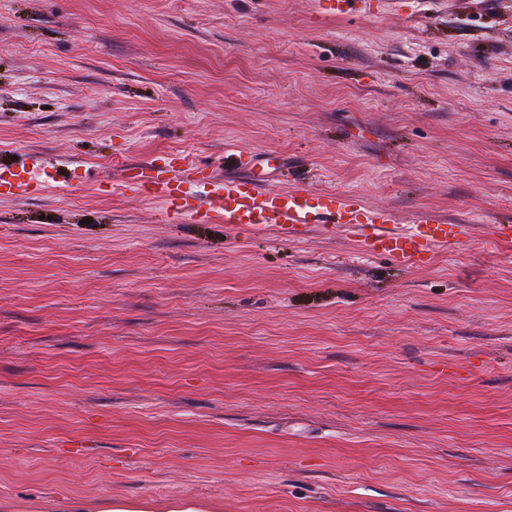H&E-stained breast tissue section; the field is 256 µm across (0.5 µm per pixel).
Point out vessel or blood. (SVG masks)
<instances>
[{
	"instance_id": "1",
	"label": "vessel or blood",
	"mask_w": 512,
	"mask_h": 512,
	"mask_svg": "<svg viewBox=\"0 0 512 512\" xmlns=\"http://www.w3.org/2000/svg\"><path fill=\"white\" fill-rule=\"evenodd\" d=\"M8 175V170L0 169V194L29 197L38 193V186L11 182ZM124 184L168 204L177 220L224 223L254 234L273 229L287 241L304 236L312 225L328 224L353 231L366 253L388 254L406 266L423 264L439 249L465 248L471 241L465 224L418 215L401 227L391 210L350 196L322 195L298 186L287 192L267 189L250 178L217 177L187 160L167 170L150 162L129 166ZM196 184L206 186L207 194L193 192Z\"/></svg>"
}]
</instances>
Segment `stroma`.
<instances>
[{
	"label": "stroma",
	"instance_id": "35a3bbf8",
	"mask_svg": "<svg viewBox=\"0 0 512 512\" xmlns=\"http://www.w3.org/2000/svg\"><path fill=\"white\" fill-rule=\"evenodd\" d=\"M178 154L472 242L110 190ZM0 163L1 498L512 512V0H0ZM8 175H12L10 169L0 168V188L2 189L1 195L12 197H29L37 194L42 190L43 186L36 184L30 185L27 181H19L12 183Z\"/></svg>",
	"mask_w": 512,
	"mask_h": 512
}]
</instances>
